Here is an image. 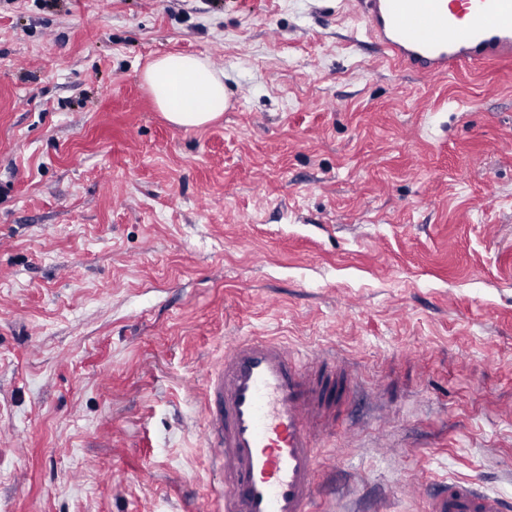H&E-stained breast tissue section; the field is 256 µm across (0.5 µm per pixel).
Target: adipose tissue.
Returning a JSON list of instances; mask_svg holds the SVG:
<instances>
[{
	"label": "adipose tissue",
	"instance_id": "obj_1",
	"mask_svg": "<svg viewBox=\"0 0 512 512\" xmlns=\"http://www.w3.org/2000/svg\"><path fill=\"white\" fill-rule=\"evenodd\" d=\"M144 81L165 118L198 128L219 118L227 106L223 71L190 55H166L148 64Z\"/></svg>",
	"mask_w": 512,
	"mask_h": 512
}]
</instances>
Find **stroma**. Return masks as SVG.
Masks as SVG:
<instances>
[{"mask_svg": "<svg viewBox=\"0 0 512 512\" xmlns=\"http://www.w3.org/2000/svg\"><path fill=\"white\" fill-rule=\"evenodd\" d=\"M351 0H0V512H218L204 376L244 335L358 388L317 512L512 498V63L395 70ZM224 71L199 128L146 66ZM511 503L468 479H450L426 502L427 512H509Z\"/></svg>", "mask_w": 512, "mask_h": 512, "instance_id": "35a3bbf8", "label": "stroma"}]
</instances>
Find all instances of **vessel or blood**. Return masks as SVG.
<instances>
[{"label":"vessel or blood","instance_id":"b4317fda","mask_svg":"<svg viewBox=\"0 0 512 512\" xmlns=\"http://www.w3.org/2000/svg\"><path fill=\"white\" fill-rule=\"evenodd\" d=\"M361 31L398 70L440 79L512 59V0H356ZM356 382L335 351L239 336L207 370V446L224 471V512H313L322 441ZM426 512H512L451 479Z\"/></svg>","mask_w":512,"mask_h":512}]
</instances>
